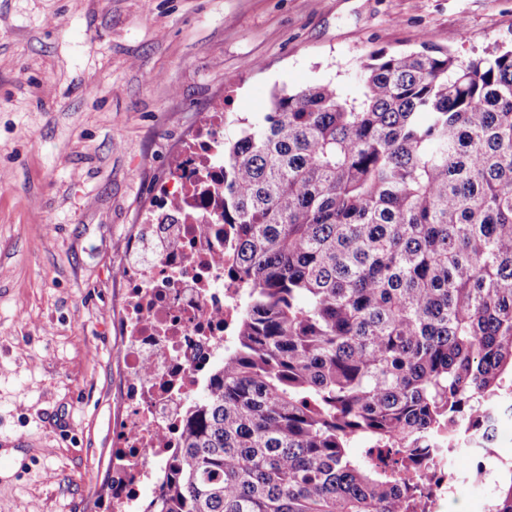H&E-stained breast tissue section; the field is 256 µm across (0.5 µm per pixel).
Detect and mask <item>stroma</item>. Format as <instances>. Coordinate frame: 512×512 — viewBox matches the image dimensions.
I'll return each instance as SVG.
<instances>
[{"mask_svg":"<svg viewBox=\"0 0 512 512\" xmlns=\"http://www.w3.org/2000/svg\"><path fill=\"white\" fill-rule=\"evenodd\" d=\"M423 43L510 44L512 0H0V512L109 497L122 259L204 113Z\"/></svg>","mask_w":512,"mask_h":512,"instance_id":"1","label":"stroma"}]
</instances>
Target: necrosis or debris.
<instances>
[{
    "label": "necrosis or debris",
    "mask_w": 512,
    "mask_h": 512,
    "mask_svg": "<svg viewBox=\"0 0 512 512\" xmlns=\"http://www.w3.org/2000/svg\"><path fill=\"white\" fill-rule=\"evenodd\" d=\"M224 114L207 113L173 157L124 261L122 416L112 425V512H145L177 446L186 404L224 356L239 314L224 279ZM502 429L490 413L477 433L437 449L425 469L441 512L471 484L495 483L488 451Z\"/></svg>",
    "instance_id": "4bbe7bcc"
}]
</instances>
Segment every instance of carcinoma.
<instances>
[{"label":"carcinoma","mask_w":512,"mask_h":512,"mask_svg":"<svg viewBox=\"0 0 512 512\" xmlns=\"http://www.w3.org/2000/svg\"><path fill=\"white\" fill-rule=\"evenodd\" d=\"M357 79L224 144L243 306L148 512L424 510L421 460L512 396V47L375 49Z\"/></svg>","instance_id":"carcinoma-1"}]
</instances>
